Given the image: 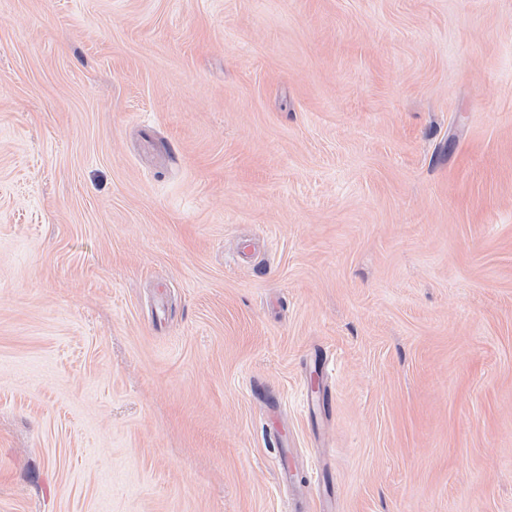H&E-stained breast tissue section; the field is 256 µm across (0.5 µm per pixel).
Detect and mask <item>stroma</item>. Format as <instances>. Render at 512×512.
I'll return each instance as SVG.
<instances>
[{
  "mask_svg": "<svg viewBox=\"0 0 512 512\" xmlns=\"http://www.w3.org/2000/svg\"><path fill=\"white\" fill-rule=\"evenodd\" d=\"M327 502L512 512V0H0V512ZM269 432L273 435L275 444L279 448V452L276 455V466L277 472L283 481L288 480V452L284 446H288V441L284 438L282 433V425L279 416L276 413H272L268 418Z\"/></svg>",
  "mask_w": 512,
  "mask_h": 512,
  "instance_id": "1",
  "label": "stroma"
}]
</instances>
